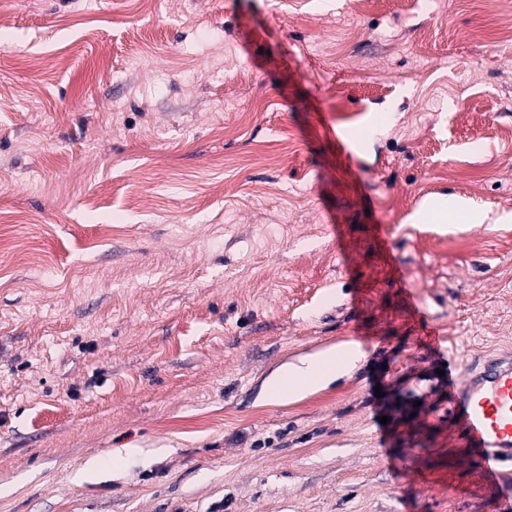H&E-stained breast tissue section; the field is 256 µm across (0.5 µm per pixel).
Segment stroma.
<instances>
[{
  "mask_svg": "<svg viewBox=\"0 0 512 512\" xmlns=\"http://www.w3.org/2000/svg\"><path fill=\"white\" fill-rule=\"evenodd\" d=\"M512 0H0V512H512L438 364L512 356ZM456 197L495 223H420ZM357 368L285 406L283 364ZM392 397L421 403L380 424ZM362 357L357 343L342 342L289 364L272 381L270 401L284 403L324 387L356 367ZM377 384H380L381 392H384V396H375V390L373 388L370 401H374L385 413H388L392 408L402 410L407 415H412V413H415L416 415L420 412V405L419 407H414V404L416 403L415 400L396 398L391 401L390 395L386 392V389L381 382V377H376L374 387L377 386Z\"/></svg>",
  "mask_w": 512,
  "mask_h": 512,
  "instance_id": "obj_1",
  "label": "stroma"
}]
</instances>
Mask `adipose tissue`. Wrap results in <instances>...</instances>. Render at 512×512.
I'll return each mask as SVG.
<instances>
[{"label":"adipose tissue","mask_w":512,"mask_h":512,"mask_svg":"<svg viewBox=\"0 0 512 512\" xmlns=\"http://www.w3.org/2000/svg\"><path fill=\"white\" fill-rule=\"evenodd\" d=\"M362 357L357 343L342 342L289 364L272 381L270 400L283 403L324 387L356 367Z\"/></svg>","instance_id":"adipose-tissue-1"}]
</instances>
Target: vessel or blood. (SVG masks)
Returning a JSON list of instances; mask_svg holds the SVG:
<instances>
[{
    "label": "vessel or blood",
    "instance_id": "vessel-or-blood-1",
    "mask_svg": "<svg viewBox=\"0 0 512 512\" xmlns=\"http://www.w3.org/2000/svg\"><path fill=\"white\" fill-rule=\"evenodd\" d=\"M450 411L484 474L512 476V358L485 364L451 401Z\"/></svg>",
    "mask_w": 512,
    "mask_h": 512
}]
</instances>
